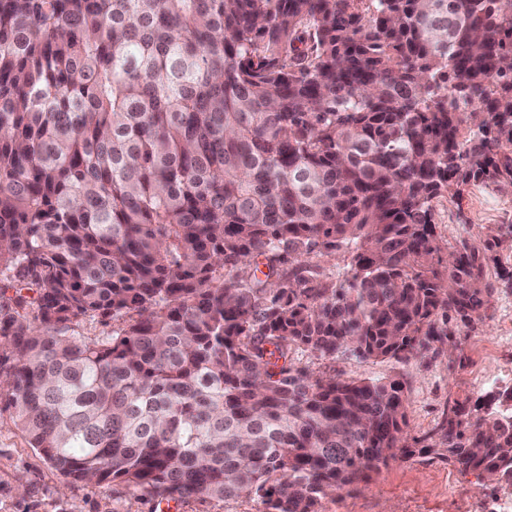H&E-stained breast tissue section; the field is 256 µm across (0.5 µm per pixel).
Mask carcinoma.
I'll list each match as a JSON object with an SVG mask.
<instances>
[{"mask_svg":"<svg viewBox=\"0 0 512 512\" xmlns=\"http://www.w3.org/2000/svg\"><path fill=\"white\" fill-rule=\"evenodd\" d=\"M477 182L512 187V0H0V404L72 483L320 512L412 456L403 386L293 353L487 313L512 224L444 265L432 215ZM441 429L512 490V389Z\"/></svg>","mask_w":512,"mask_h":512,"instance_id":"1","label":"carcinoma"}]
</instances>
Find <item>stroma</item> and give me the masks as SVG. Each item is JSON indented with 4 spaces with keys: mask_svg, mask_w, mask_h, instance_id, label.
I'll return each mask as SVG.
<instances>
[{
    "mask_svg": "<svg viewBox=\"0 0 512 512\" xmlns=\"http://www.w3.org/2000/svg\"><path fill=\"white\" fill-rule=\"evenodd\" d=\"M433 221L443 252L459 249L512 224V189L472 185L462 201L434 202ZM297 366L343 380L392 379L404 387L410 458L390 462L368 478L323 500L321 512H497L512 493L479 485L435 450L444 443L440 425L450 404L476 405L494 387L512 386V288L499 287L487 317L455 328L445 342L418 348L408 358L329 359L296 350ZM159 512L153 500L125 483H69L0 412V512Z\"/></svg>",
    "mask_w": 512,
    "mask_h": 512,
    "instance_id": "1",
    "label": "stroma"
}]
</instances>
